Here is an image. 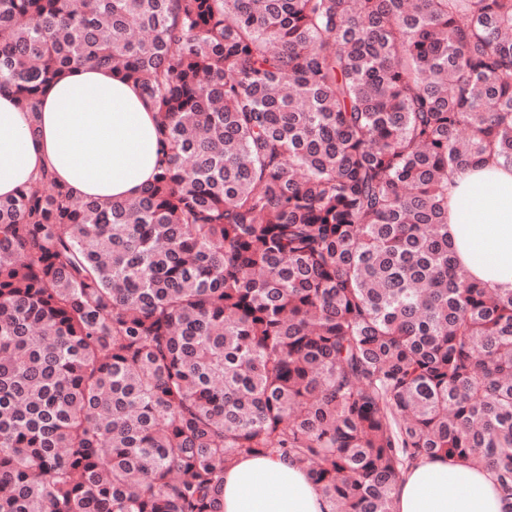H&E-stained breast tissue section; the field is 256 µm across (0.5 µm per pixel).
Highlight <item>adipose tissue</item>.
I'll use <instances>...</instances> for the list:
<instances>
[{"instance_id":"adipose-tissue-1","label":"adipose tissue","mask_w":512,"mask_h":512,"mask_svg":"<svg viewBox=\"0 0 512 512\" xmlns=\"http://www.w3.org/2000/svg\"><path fill=\"white\" fill-rule=\"evenodd\" d=\"M159 158L149 102L110 69H70L34 113L12 89H0L2 198L46 171L74 196L129 199L153 180ZM448 239L472 277L512 291V167L480 159L449 176ZM224 512H332V505L291 461L253 455L225 470ZM394 512H512V496L486 469L425 458L400 474Z\"/></svg>"}]
</instances>
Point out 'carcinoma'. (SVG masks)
<instances>
[{
  "label": "carcinoma",
  "instance_id": "obj_1",
  "mask_svg": "<svg viewBox=\"0 0 512 512\" xmlns=\"http://www.w3.org/2000/svg\"><path fill=\"white\" fill-rule=\"evenodd\" d=\"M86 64L162 160L0 199V512H224L251 454L332 512L436 456L512 496V292L448 242L449 173L512 165V0H0L24 107Z\"/></svg>",
  "mask_w": 512,
  "mask_h": 512
}]
</instances>
